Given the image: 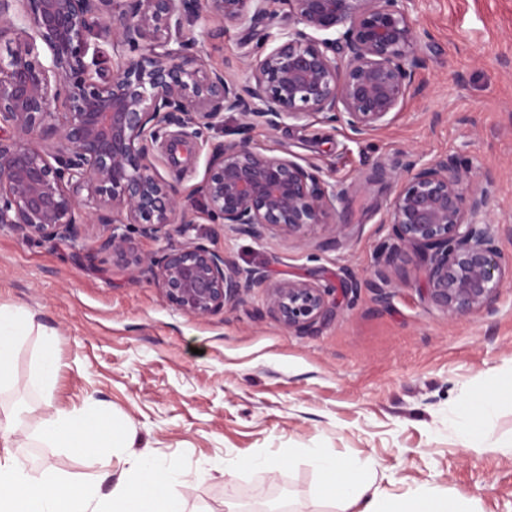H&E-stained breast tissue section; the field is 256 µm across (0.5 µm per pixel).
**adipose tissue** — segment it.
Instances as JSON below:
<instances>
[{"mask_svg": "<svg viewBox=\"0 0 512 512\" xmlns=\"http://www.w3.org/2000/svg\"><path fill=\"white\" fill-rule=\"evenodd\" d=\"M32 326V316L23 309L0 306V387L12 384L9 361ZM312 460L323 477L321 493L339 502L344 512L356 507L361 512H478L475 501L451 500L430 492L420 491L393 501L381 486L365 480L354 463L317 453Z\"/></svg>", "mask_w": 512, "mask_h": 512, "instance_id": "adipose-tissue-1", "label": "adipose tissue"}]
</instances>
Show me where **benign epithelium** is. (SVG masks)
Masks as SVG:
<instances>
[{"instance_id": "benign-epithelium-1", "label": "benign epithelium", "mask_w": 512, "mask_h": 512, "mask_svg": "<svg viewBox=\"0 0 512 512\" xmlns=\"http://www.w3.org/2000/svg\"><path fill=\"white\" fill-rule=\"evenodd\" d=\"M410 0H0V224L30 238L76 241L99 227L100 250L129 269L147 266L177 310L204 318L265 290L268 312L286 329L309 332L336 314L335 289L311 279L271 280L243 268L224 250L172 240L193 223L191 203L157 170L154 144L180 128L198 136L236 112L208 161L198 193L229 237L257 242L269 235L304 241L317 229L343 233L338 205L346 191L300 163L257 148L250 131L288 121L343 123L356 138L387 125L420 92L425 66ZM288 5V23L270 28ZM201 34L223 23L269 28L256 35L249 73L238 78L206 68L192 52ZM48 56L40 57L38 46ZM112 72L101 73L103 46ZM62 104L65 111H56ZM53 142H39L45 132ZM399 185L382 223L394 243L419 258L428 299L450 317L489 308L506 282L512 258L499 246L490 217L492 181L475 180L453 158L424 161L406 152ZM165 240L144 255L127 228ZM387 301V271L361 282L349 275L341 292L360 287Z\"/></svg>"}]
</instances>
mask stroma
<instances>
[{
  "mask_svg": "<svg viewBox=\"0 0 512 512\" xmlns=\"http://www.w3.org/2000/svg\"><path fill=\"white\" fill-rule=\"evenodd\" d=\"M410 18L427 35L426 65L416 75L420 95L393 122L361 140L311 120L251 132L257 146L317 166L346 190L344 234L320 230L303 245L225 236L196 189L237 114L176 155L163 138L154 150L159 173L193 205L189 237L275 279L335 286L384 267L387 302L370 288L337 295L335 318L308 333L283 328L259 289L195 318L163 298L150 272L99 251L97 227L72 244L0 226V305L34 322L12 355L14 384L0 388V418L28 412L11 453L38 470L95 476L111 491L116 458L84 459L35 438L50 415L92 402L131 429L134 452L186 454L178 491L189 512H224L228 502L238 512H337L319 492L312 448L355 463L396 498L436 491L476 500L480 512H512V397L500 392L512 377V284L490 309L448 318L425 298L413 252L387 265L390 228L381 222L408 150L455 157L473 177L492 178L491 217H512V0H412ZM191 30L207 67L247 75V26H226L215 39ZM48 335L57 368L45 384L37 359ZM491 394L495 411L477 421L485 445L466 447L457 415ZM265 457L284 464L268 471L257 464Z\"/></svg>",
  "mask_w": 512,
  "mask_h": 512,
  "instance_id": "35a3bbf8",
  "label": "stroma"
}]
</instances>
